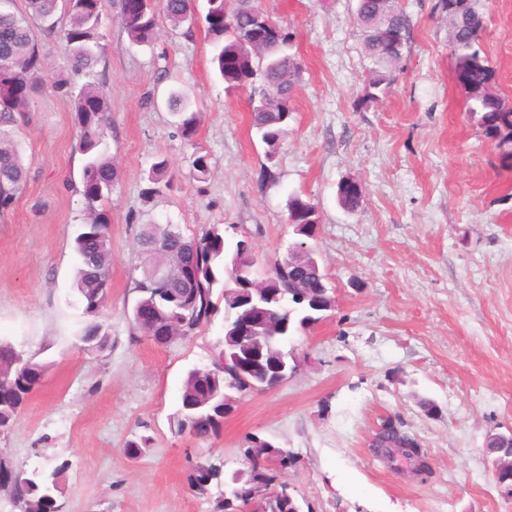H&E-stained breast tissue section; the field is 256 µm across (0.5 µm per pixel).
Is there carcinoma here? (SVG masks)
Returning a JSON list of instances; mask_svg holds the SVG:
<instances>
[{
	"label": "carcinoma",
	"mask_w": 512,
	"mask_h": 512,
	"mask_svg": "<svg viewBox=\"0 0 512 512\" xmlns=\"http://www.w3.org/2000/svg\"><path fill=\"white\" fill-rule=\"evenodd\" d=\"M58 0H27L28 11L19 15L11 10L13 0H0V67L10 72L11 88L0 93V208L8 207L20 193L27 171L18 144L8 128L18 118L32 111L33 100L43 88L45 64L40 53L33 23L51 34ZM483 0H468L465 11L469 19L448 16V39L455 55V76L466 93L470 115L476 120L484 137L498 151L500 164L512 168V110L503 107V98L494 90L495 70L482 50L484 26L473 27L472 20L484 19ZM105 0H70L68 24L63 32L71 67L76 73L91 75L94 65L103 54L101 44ZM163 13L177 27L192 15L194 0H163ZM255 6L253 0H207L205 23L214 46V62L229 88L249 87L256 101L251 107V127L266 146L265 157L270 172L279 164L281 143L288 133L292 113L288 109L293 88L300 78L301 64L288 52L290 37L276 24L265 29V35L253 40L252 28ZM357 18L363 32L365 51L373 67L368 86L386 89L394 81L399 59L391 55L381 31L387 28L402 31L409 39L410 21L399 0H358ZM121 23L133 44L149 42L156 27L152 0H121ZM62 97L73 101L80 129L78 150L84 157L82 167V196L85 203V222L76 231L73 248L77 256L75 286L87 320L78 339L84 350L101 353L112 347V338L98 320L110 296L112 245L110 222L101 209L118 179L112 157L105 152V139L111 128V115L106 99L93 82L79 90L68 80L52 85ZM168 105L178 116L181 135L190 140L198 131L200 113L192 109L189 99L179 91L169 95ZM168 168V161L158 159L148 176V198L159 192ZM288 221L300 237L297 245L313 240V226L319 223L315 206L299 196L288 199ZM144 256L143 278L137 283V302L158 305L162 316L157 324L137 325V329L157 344L164 343L161 332L169 336H192L209 323L219 308L213 301L214 291L224 288V275L235 260L245 266L253 265L252 249L246 239L232 241L226 230L213 224L200 233L187 235L175 224H145L138 238ZM94 256L93 262L84 254ZM166 266L179 275L168 280L164 287L154 285L153 271ZM305 280L308 298L299 300L286 294L288 281L283 274L272 273L254 281L252 288L231 289L224 301L223 348L210 368H194L187 372L180 391L179 408L174 426L179 434L189 433L206 441L219 434L224 423V358H236L250 364L259 353L276 354L285 338L297 330L317 323L335 309L331 290L321 291L323 271L305 268L297 270ZM283 297L284 319L271 326L258 343L243 342L230 334V322L244 310L267 304L268 296ZM45 365L33 357L23 358L14 346L0 340V434L12 428L19 411L29 395L39 386ZM250 470L239 475L240 486L250 479H260L267 472L264 460L250 457ZM69 463L61 462L51 471V492H46L34 472L10 468L12 497L21 512H58L62 496V481ZM223 470L216 464L197 465L189 474L191 486L204 493L206 486L220 481ZM252 512H302L295 496H280L259 500Z\"/></svg>",
	"instance_id": "1"
}]
</instances>
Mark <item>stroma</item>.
I'll return each instance as SVG.
<instances>
[{"label":"stroma","mask_w":512,"mask_h":512,"mask_svg":"<svg viewBox=\"0 0 512 512\" xmlns=\"http://www.w3.org/2000/svg\"><path fill=\"white\" fill-rule=\"evenodd\" d=\"M437 2L401 0L411 20L401 67L369 100L357 0H255L302 65L271 169L250 129V91L227 90L216 74L203 21L175 27L158 16L151 43L134 45L119 0H110L94 80L112 114L106 143L119 173L103 203L112 269L102 317L112 346L93 354L78 340L83 157L70 101L47 86L9 130L28 177L0 209V339L47 369L0 435V460L26 471L68 461L64 512H213L227 485L197 495L191 469L208 461L228 477L248 470L246 439L255 435L293 453L284 478L309 512H512L484 452L488 435L512 433V170L500 168L467 110ZM484 12L495 90L512 101V0H486ZM173 90L202 114L193 139L168 107ZM195 153L209 159L206 180L192 174ZM160 155L170 187L147 199ZM344 180L361 189L355 208L338 199ZM294 194L317 210L314 248L336 307L290 338L298 368L284 384L241 395L208 441L176 433L183 379L211 365L222 321L165 345L136 329L139 228L233 227L268 273L294 240L286 207ZM387 418L421 443L429 474L372 453ZM141 438L147 448L128 460L126 442Z\"/></svg>","instance_id":"1"}]
</instances>
